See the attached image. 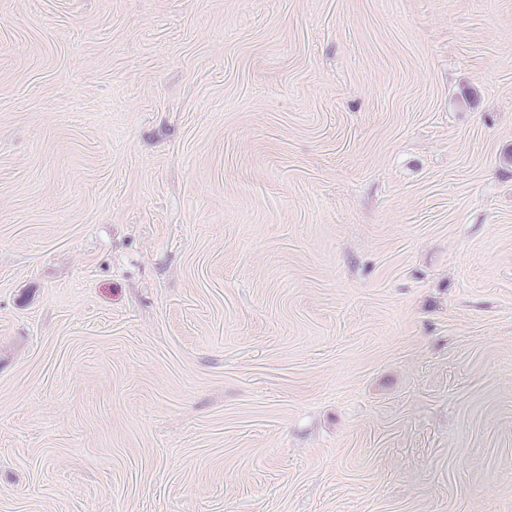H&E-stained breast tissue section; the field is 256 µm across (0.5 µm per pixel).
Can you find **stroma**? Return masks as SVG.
<instances>
[{"mask_svg":"<svg viewBox=\"0 0 512 512\" xmlns=\"http://www.w3.org/2000/svg\"><path fill=\"white\" fill-rule=\"evenodd\" d=\"M0 512H512V0H0Z\"/></svg>","mask_w":512,"mask_h":512,"instance_id":"1","label":"stroma"}]
</instances>
